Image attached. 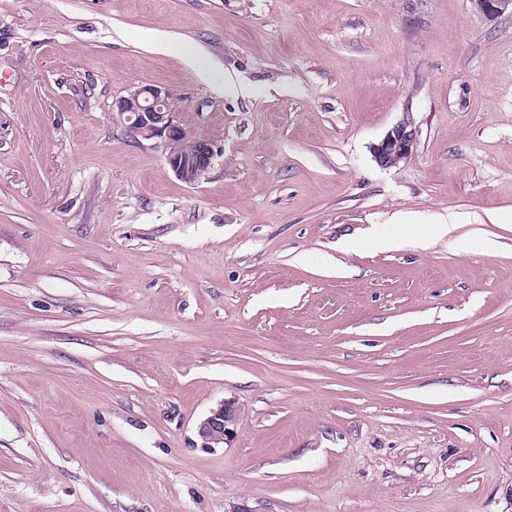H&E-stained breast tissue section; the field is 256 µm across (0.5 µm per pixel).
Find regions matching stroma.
Instances as JSON below:
<instances>
[{
  "label": "stroma",
  "instance_id": "1",
  "mask_svg": "<svg viewBox=\"0 0 512 512\" xmlns=\"http://www.w3.org/2000/svg\"><path fill=\"white\" fill-rule=\"evenodd\" d=\"M144 84L217 150L199 183L124 134ZM243 504L512 512V15L0 0V512ZM415 133L406 124L395 126L378 144L373 146L377 163L384 168L396 166L413 153ZM239 409L235 401H222L211 409L196 427L201 448H216L230 441L235 433Z\"/></svg>",
  "mask_w": 512,
  "mask_h": 512
}]
</instances>
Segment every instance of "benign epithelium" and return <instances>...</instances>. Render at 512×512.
<instances>
[{"instance_id":"1","label":"benign epithelium","mask_w":512,"mask_h":512,"mask_svg":"<svg viewBox=\"0 0 512 512\" xmlns=\"http://www.w3.org/2000/svg\"><path fill=\"white\" fill-rule=\"evenodd\" d=\"M472 2L476 11L487 19L512 10V0ZM175 100L177 97L171 88L145 84L121 97L116 102V109L129 138L157 140L174 175L185 183L195 184L209 173L217 153L209 141L195 136L182 122L173 108ZM415 144L414 131L406 124L397 125L373 146L374 158L384 168L393 167L411 156ZM238 418V406L231 400L210 410L196 427L200 447L215 448L230 441Z\"/></svg>"}]
</instances>
